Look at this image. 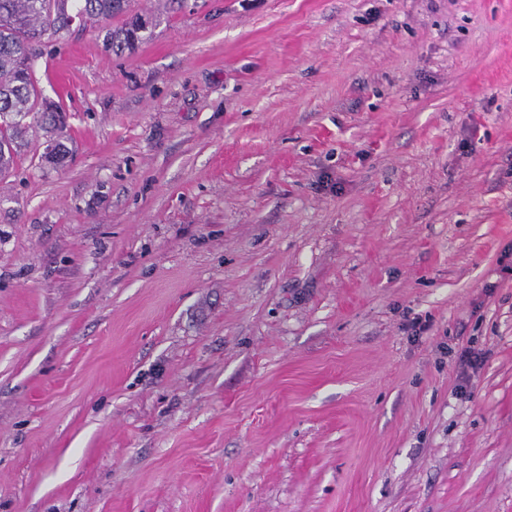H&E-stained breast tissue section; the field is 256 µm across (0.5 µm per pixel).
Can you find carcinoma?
I'll return each instance as SVG.
<instances>
[{
  "label": "carcinoma",
  "instance_id": "1",
  "mask_svg": "<svg viewBox=\"0 0 512 512\" xmlns=\"http://www.w3.org/2000/svg\"><path fill=\"white\" fill-rule=\"evenodd\" d=\"M136 0H0V176L16 164L26 119L35 115L50 149L42 159L62 163L67 154L65 122L60 106L43 96L36 79V45L56 41L69 22L107 25L105 46L115 53L135 50L160 24V17L135 7Z\"/></svg>",
  "mask_w": 512,
  "mask_h": 512
}]
</instances>
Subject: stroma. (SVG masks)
Wrapping results in <instances>:
<instances>
[{
	"mask_svg": "<svg viewBox=\"0 0 512 512\" xmlns=\"http://www.w3.org/2000/svg\"><path fill=\"white\" fill-rule=\"evenodd\" d=\"M140 6L0 178V512H512V0ZM482 358V354L471 349L470 346H464L460 349L458 363L460 368L459 379L462 383L461 387L465 388L468 386L472 377L469 370H473L474 373L482 361Z\"/></svg>",
	"mask_w": 512,
	"mask_h": 512,
	"instance_id": "1",
	"label": "stroma"
}]
</instances>
